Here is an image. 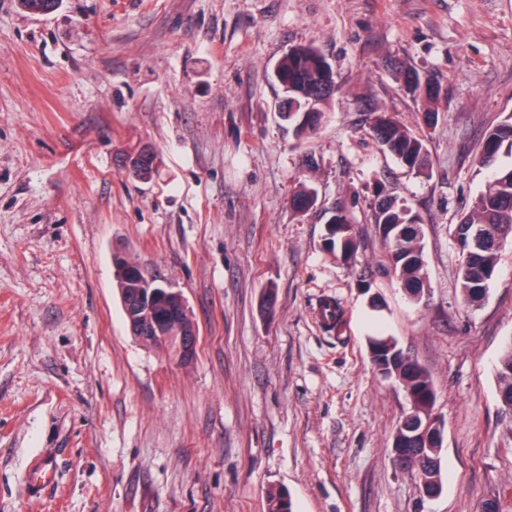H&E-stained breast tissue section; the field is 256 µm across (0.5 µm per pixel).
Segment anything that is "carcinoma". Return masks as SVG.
<instances>
[{
	"mask_svg": "<svg viewBox=\"0 0 512 512\" xmlns=\"http://www.w3.org/2000/svg\"><path fill=\"white\" fill-rule=\"evenodd\" d=\"M408 93L423 102L424 117L437 116L434 104L439 92L432 82L421 83V75L404 66L400 70ZM277 82L283 100L298 110L288 115V125L297 141L310 138L321 127L327 107L335 94L334 72L327 59L313 46L300 45L285 54L277 66ZM372 131L383 151L419 177L431 175L429 150L424 137L404 128L387 112L372 118ZM509 158L511 162L504 163ZM155 156L143 150L134 156L136 176L142 180L154 174ZM479 167L489 173L483 188L473 198L455 229H465L467 242L460 254L458 283L465 304L476 306L487 294L499 262L501 245L512 241V113L491 124L484 135L478 158ZM315 190L306 184L293 196V209H311ZM373 224L387 248V270L415 302L427 286L421 215L404 201L378 195L373 209ZM323 248L346 263L357 261L358 245L342 209L326 224ZM117 288H131L145 280L143 268L133 260L112 258ZM322 320L329 330L339 332L345 322V309L337 300L325 301ZM373 365L385 378L397 382L416 406L410 424L418 433L419 447L412 450L406 471L423 490H442L440 448L434 430L424 426L436 401V391L427 371L404 354L397 340L378 329L368 337ZM498 395L501 404L512 410V342L504 347L498 361ZM268 512H293L287 491L270 493Z\"/></svg>",
	"mask_w": 512,
	"mask_h": 512,
	"instance_id": "1",
	"label": "carcinoma"
}]
</instances>
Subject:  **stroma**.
<instances>
[{"label": "stroma", "mask_w": 512, "mask_h": 512, "mask_svg": "<svg viewBox=\"0 0 512 512\" xmlns=\"http://www.w3.org/2000/svg\"><path fill=\"white\" fill-rule=\"evenodd\" d=\"M315 46L338 89L295 141L274 69ZM404 61L440 87L438 122ZM512 111V0H0V512H512V411L496 366L512 339V243L481 306L464 304L453 228ZM386 112L424 135L430 178L383 152ZM151 148L152 179L119 168ZM317 208L294 211L300 183ZM423 219L429 290L384 271L379 193ZM347 211L355 265L323 248ZM120 251L183 295L195 359L140 345L113 277ZM370 288H361L360 276ZM379 310H372L371 298ZM342 302L341 336L318 306ZM431 376L443 489L393 465L408 408L379 375L377 328ZM53 462L39 497L31 461Z\"/></svg>", "instance_id": "stroma-1"}]
</instances>
